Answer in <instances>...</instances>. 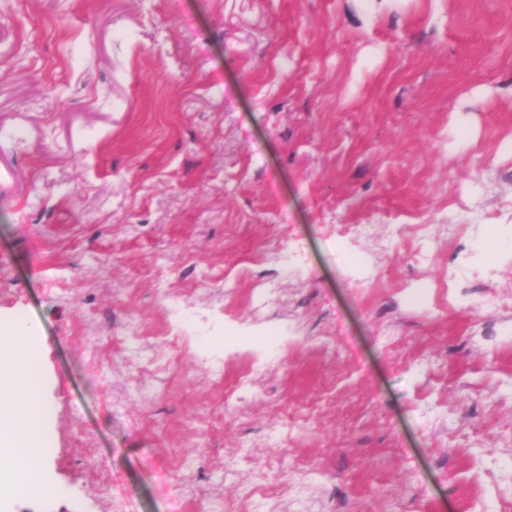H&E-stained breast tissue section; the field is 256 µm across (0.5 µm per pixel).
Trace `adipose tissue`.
<instances>
[{
	"instance_id": "1",
	"label": "adipose tissue",
	"mask_w": 512,
	"mask_h": 512,
	"mask_svg": "<svg viewBox=\"0 0 512 512\" xmlns=\"http://www.w3.org/2000/svg\"><path fill=\"white\" fill-rule=\"evenodd\" d=\"M40 352L27 317L0 323V467L17 473L10 490L19 500L36 485L54 489L45 455L53 442L55 409L41 393L35 365Z\"/></svg>"
}]
</instances>
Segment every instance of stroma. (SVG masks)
I'll return each mask as SVG.
<instances>
[{"mask_svg": "<svg viewBox=\"0 0 512 512\" xmlns=\"http://www.w3.org/2000/svg\"><path fill=\"white\" fill-rule=\"evenodd\" d=\"M511 245L512 0H0V512H512ZM40 352L36 327L27 317L1 321L0 468L17 472L10 490L19 500L27 498L34 485L50 493L54 489L45 455L53 442L55 409L41 393L34 363Z\"/></svg>", "mask_w": 512, "mask_h": 512, "instance_id": "obj_1", "label": "stroma"}]
</instances>
